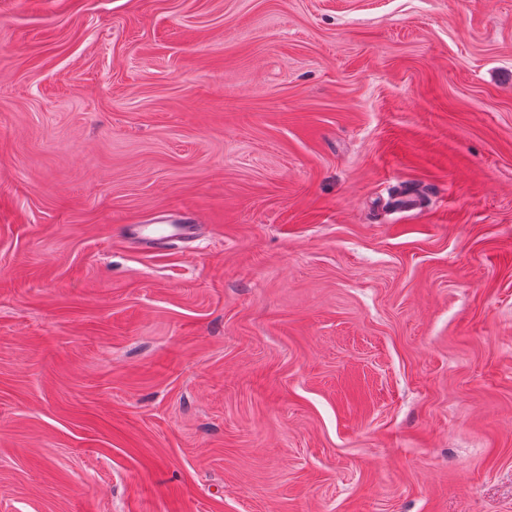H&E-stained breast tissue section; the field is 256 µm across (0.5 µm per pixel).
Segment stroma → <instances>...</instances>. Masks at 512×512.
<instances>
[{"label": "stroma", "mask_w": 512, "mask_h": 512, "mask_svg": "<svg viewBox=\"0 0 512 512\" xmlns=\"http://www.w3.org/2000/svg\"><path fill=\"white\" fill-rule=\"evenodd\" d=\"M0 512H512V0H0ZM165 216L159 217L158 224H128L126 237L145 248L154 247L163 242H176L194 236L196 224H167Z\"/></svg>", "instance_id": "obj_1"}]
</instances>
